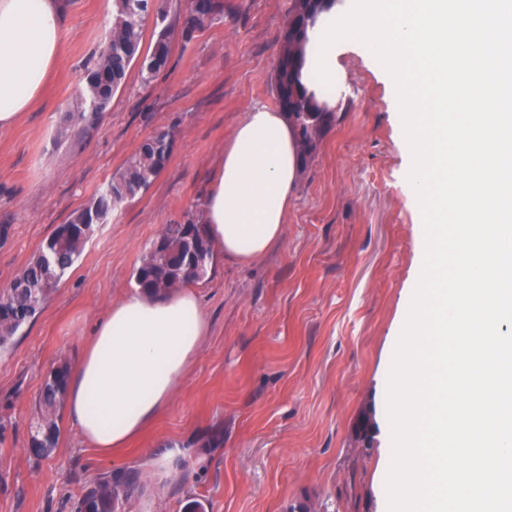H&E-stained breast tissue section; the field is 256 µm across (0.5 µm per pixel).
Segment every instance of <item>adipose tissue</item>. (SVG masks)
I'll return each instance as SVG.
<instances>
[{"instance_id": "1", "label": "adipose tissue", "mask_w": 512, "mask_h": 512, "mask_svg": "<svg viewBox=\"0 0 512 512\" xmlns=\"http://www.w3.org/2000/svg\"><path fill=\"white\" fill-rule=\"evenodd\" d=\"M64 0H0V130L43 96L60 62ZM301 157L287 117L261 106L231 133L204 201L213 247L261 260L285 229ZM210 332L195 288L127 292L95 326L70 373L69 417L101 451L122 448L170 401Z\"/></svg>"}]
</instances>
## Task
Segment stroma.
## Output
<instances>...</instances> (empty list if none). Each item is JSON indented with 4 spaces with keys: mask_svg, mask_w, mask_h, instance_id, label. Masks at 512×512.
<instances>
[{
    "mask_svg": "<svg viewBox=\"0 0 512 512\" xmlns=\"http://www.w3.org/2000/svg\"><path fill=\"white\" fill-rule=\"evenodd\" d=\"M166 70L138 68L108 109L79 120L82 86L109 39L106 0H66L63 55L41 101L0 131V291L71 212L119 174L141 142L171 131L149 189L96 226L36 318L0 351V512H72L107 471H135L120 512H387V377L424 256L406 175L409 148L392 79L363 49L342 57L335 120L320 139L283 238L266 257H216L197 288L211 329L186 377L129 447L104 455L60 411L58 445L28 453L46 374L76 367L95 321L135 285L164 225L213 186L224 142L248 108H274L271 79L289 0H224L191 40L186 4L167 0ZM372 411L364 446L354 431Z\"/></svg>",
    "mask_w": 512,
    "mask_h": 512,
    "instance_id": "obj_1",
    "label": "stroma"
}]
</instances>
